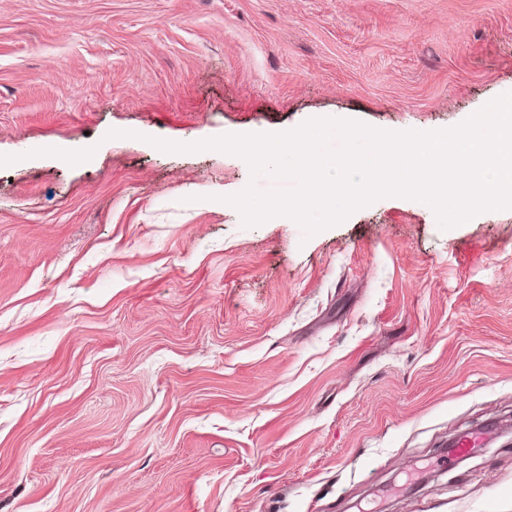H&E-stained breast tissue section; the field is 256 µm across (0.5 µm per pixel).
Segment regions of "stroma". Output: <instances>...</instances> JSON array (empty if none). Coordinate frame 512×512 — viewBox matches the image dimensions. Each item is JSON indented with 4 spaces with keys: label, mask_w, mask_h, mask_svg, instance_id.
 Masks as SVG:
<instances>
[{
    "label": "stroma",
    "mask_w": 512,
    "mask_h": 512,
    "mask_svg": "<svg viewBox=\"0 0 512 512\" xmlns=\"http://www.w3.org/2000/svg\"><path fill=\"white\" fill-rule=\"evenodd\" d=\"M510 91L512 0H0V512H512V209L247 227L295 180L188 149Z\"/></svg>",
    "instance_id": "obj_1"
}]
</instances>
